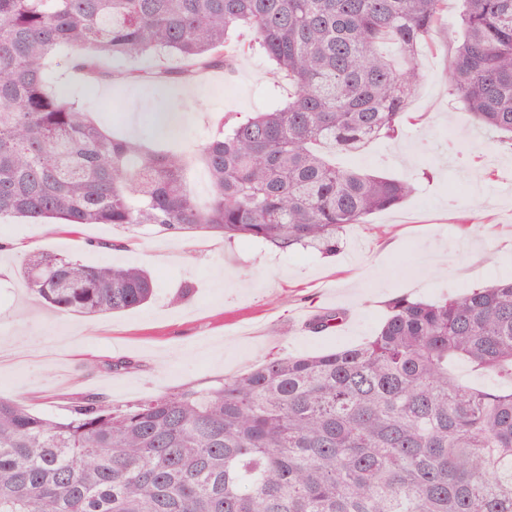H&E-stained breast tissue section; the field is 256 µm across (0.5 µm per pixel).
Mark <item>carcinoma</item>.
Here are the masks:
<instances>
[{"instance_id":"1","label":"carcinoma","mask_w":512,"mask_h":512,"mask_svg":"<svg viewBox=\"0 0 512 512\" xmlns=\"http://www.w3.org/2000/svg\"><path fill=\"white\" fill-rule=\"evenodd\" d=\"M464 4L457 38L448 0H0V217L334 256L347 227L415 185L339 169L314 145L352 151L397 134L433 38L448 42V93L512 149V0ZM242 27L252 40L240 50L293 92L191 150L117 139L47 83L62 49L88 81L188 83L232 67ZM162 52L182 66L104 65ZM196 158L211 181L204 209L185 185ZM21 277L62 313L123 312L154 291L137 267L42 251ZM386 307L361 345L269 358L207 389L126 405L81 394L62 419L0 397V512H512V279ZM340 322L326 313L311 329ZM460 363L500 384L469 385Z\"/></svg>"}]
</instances>
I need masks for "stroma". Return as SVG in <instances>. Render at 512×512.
<instances>
[{
    "mask_svg": "<svg viewBox=\"0 0 512 512\" xmlns=\"http://www.w3.org/2000/svg\"><path fill=\"white\" fill-rule=\"evenodd\" d=\"M425 74L395 138L340 152L336 163L412 179L417 191L400 207L347 229L340 251L284 253L253 240L196 235L171 238L155 229L87 224L48 233L42 222L0 219V239L30 250L61 252L89 263L134 265L153 278L145 305L95 316L62 314L21 286L20 260L0 252V395L47 418L67 414L68 397L97 393L116 404L205 389L269 357L320 354L375 335L394 296L427 301L512 277V151L475 130L448 97V46L425 47ZM49 69L68 84L107 130L163 149L158 118H178L182 144L200 142L221 122L287 100L291 86L266 60L237 54L232 70L191 83L93 84L76 76L66 53ZM457 152H449V143ZM468 216L460 224V216ZM112 242L109 250L97 249ZM346 314L336 331L301 327L298 313ZM127 358L115 374L103 361Z\"/></svg>",
    "mask_w": 512,
    "mask_h": 512,
    "instance_id": "stroma-1",
    "label": "stroma"
}]
</instances>
